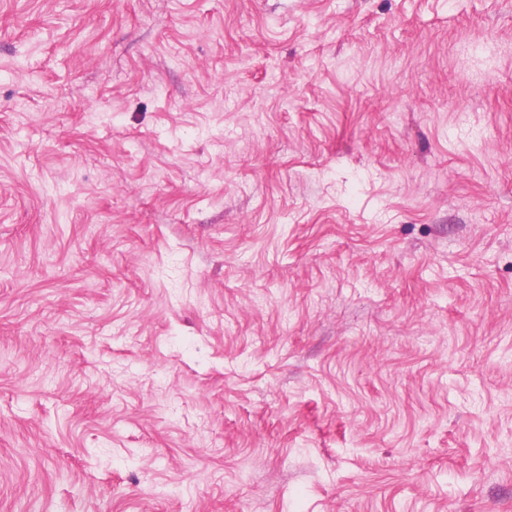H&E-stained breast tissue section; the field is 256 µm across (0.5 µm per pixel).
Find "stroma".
Masks as SVG:
<instances>
[{"label":"stroma","mask_w":512,"mask_h":512,"mask_svg":"<svg viewBox=\"0 0 512 512\" xmlns=\"http://www.w3.org/2000/svg\"><path fill=\"white\" fill-rule=\"evenodd\" d=\"M0 512H512V0H0Z\"/></svg>","instance_id":"1"}]
</instances>
